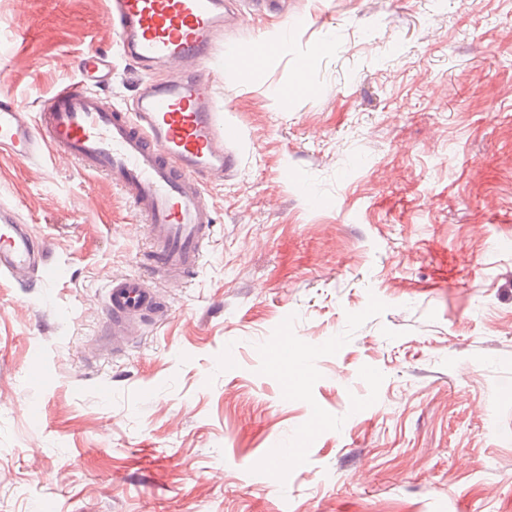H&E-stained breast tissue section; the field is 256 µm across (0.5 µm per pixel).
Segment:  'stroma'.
I'll return each instance as SVG.
<instances>
[{
	"mask_svg": "<svg viewBox=\"0 0 512 512\" xmlns=\"http://www.w3.org/2000/svg\"><path fill=\"white\" fill-rule=\"evenodd\" d=\"M105 13L0 0V94L129 105ZM265 32L263 82L207 69L237 170L189 281L110 180L0 156L50 263L0 273V512H512V0H283L224 39ZM117 277L165 305L109 344Z\"/></svg>",
	"mask_w": 512,
	"mask_h": 512,
	"instance_id": "35a3bbf8",
	"label": "stroma"
}]
</instances>
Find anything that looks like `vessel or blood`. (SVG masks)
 <instances>
[{"label":"vessel or blood","instance_id":"obj_1","mask_svg":"<svg viewBox=\"0 0 512 512\" xmlns=\"http://www.w3.org/2000/svg\"><path fill=\"white\" fill-rule=\"evenodd\" d=\"M225 0H110L107 20L121 52L142 70L178 68L177 77L141 89L133 106L107 105L95 92L65 86L40 100L35 115L0 98V153L29 161L50 150L111 180L144 219L160 277L197 272L213 239L206 186L237 167L226 125L203 68L222 50ZM19 210L0 204V273L26 281L46 254ZM161 303L140 278H118L108 292L114 328L142 320Z\"/></svg>","mask_w":512,"mask_h":512}]
</instances>
